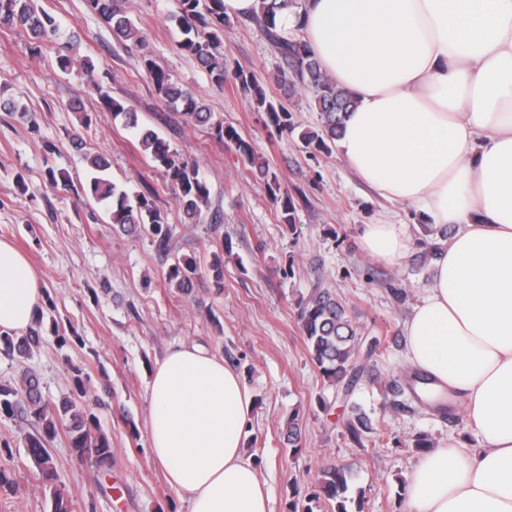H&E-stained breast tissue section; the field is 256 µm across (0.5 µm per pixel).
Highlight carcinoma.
Instances as JSON below:
<instances>
[{
  "label": "carcinoma",
  "instance_id": "obj_1",
  "mask_svg": "<svg viewBox=\"0 0 512 512\" xmlns=\"http://www.w3.org/2000/svg\"><path fill=\"white\" fill-rule=\"evenodd\" d=\"M88 6L112 30V35L121 42L142 43L138 29L121 9V0H87ZM178 25L184 35L179 48L195 57L201 68L218 86H223L228 76L244 93L252 96L253 109L263 112L271 125L280 133L293 132L290 110L281 102L268 98L260 88L256 74L237 68L228 71L224 53L220 51L224 27L229 23L224 14V0H178ZM301 0H258V8L250 17L278 51L285 63L283 78L292 87H309L314 90L321 128L318 131L302 132L299 139L305 151L312 153L327 151L335 143L337 130L346 112L354 105L352 94L340 88L322 71L312 56L307 44L298 33L288 34L277 27L279 13H298ZM0 26L23 30L36 42V48L49 49L56 55L59 69L65 71L72 66L68 55L70 46L56 41L58 24L56 18L46 12L37 11L32 0H0ZM142 66L150 75L157 92L167 101L181 107L185 118L200 125L213 124L216 138L234 148L241 161L255 168L264 179L274 203L280 205L281 223L288 232H296L295 205L289 196L280 195L278 176L268 164L259 161L250 141L232 126L213 122L212 112L188 88L175 81L172 76L155 67L153 60L142 57ZM102 109L112 118L123 120L124 126L136 131L141 150L150 156L154 168L163 173L176 189V199L184 215V223L201 224L205 234L217 238L224 215L220 209L211 208L210 189L199 176L195 164L180 158L179 154L155 131L141 128L137 113L109 92L98 89ZM91 170L89 179L81 186L87 198L105 205L110 222L128 234L145 233L157 252L172 258L166 272L167 283L187 293L193 288L202 266L200 258L193 252L183 251L184 243L175 236V227L167 223L154 202L144 194L130 196L107 174L108 160L100 155L86 157ZM298 322L306 339L311 361L321 376L330 385L344 391L350 390L363 376L365 367L360 363L362 334L348 315L347 308L330 289L320 285L310 290L298 304ZM43 318H38L34 327L24 336H0L5 349L21 358L29 356L41 342L40 328ZM428 378L420 374L411 376L406 383L394 379L389 382V391L398 397L405 389L416 392L418 383H427ZM75 396H66L49 404L45 402L39 379L25 373L16 385H0V417L12 418L18 414L30 421L32 432L26 434L28 455L42 479L52 481L57 476V466L50 452L51 443L59 428L66 427L69 447L82 460L102 469L112 461V443L103 433L97 415L84 401L87 394L82 372L74 375ZM348 440L356 447L368 441L380 439L379 429L366 411L354 403L350 406L345 424ZM351 470L336 467L323 471L320 489L336 500V512H348L345 493L348 490Z\"/></svg>",
  "mask_w": 512,
  "mask_h": 512
}]
</instances>
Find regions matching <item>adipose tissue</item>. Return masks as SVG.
Masks as SVG:
<instances>
[{
  "instance_id": "obj_1",
  "label": "adipose tissue",
  "mask_w": 512,
  "mask_h": 512,
  "mask_svg": "<svg viewBox=\"0 0 512 512\" xmlns=\"http://www.w3.org/2000/svg\"><path fill=\"white\" fill-rule=\"evenodd\" d=\"M276 23L301 27L353 93L336 147L357 176L454 228L403 323L404 356L462 402L476 444L428 449L406 512H512V0H304ZM411 243L399 221L361 230L362 250L388 265ZM44 299L41 274L0 240V334L26 333ZM148 393L150 456L190 512H269L242 452L252 396L223 356L179 344Z\"/></svg>"
}]
</instances>
